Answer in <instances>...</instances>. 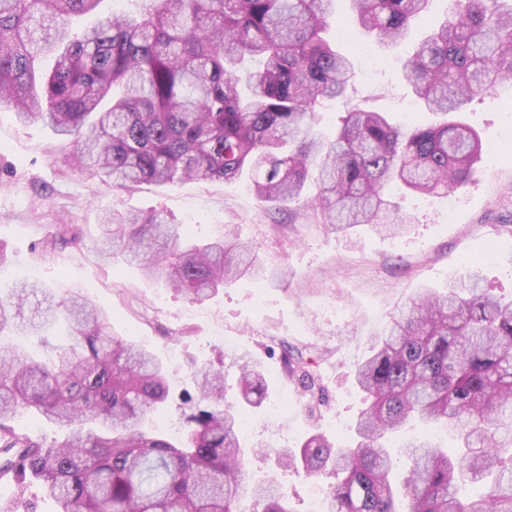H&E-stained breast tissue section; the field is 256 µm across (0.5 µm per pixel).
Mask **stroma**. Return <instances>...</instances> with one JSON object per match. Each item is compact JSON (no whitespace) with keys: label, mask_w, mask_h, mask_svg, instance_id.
Masks as SVG:
<instances>
[{"label":"stroma","mask_w":512,"mask_h":512,"mask_svg":"<svg viewBox=\"0 0 512 512\" xmlns=\"http://www.w3.org/2000/svg\"><path fill=\"white\" fill-rule=\"evenodd\" d=\"M344 37L338 49L355 76L344 97L324 102L316 128L334 135L345 112L361 108L387 113L396 123L430 124L401 74L428 26L414 25L397 45L386 47L358 23L349 0H339ZM460 120L474 128L484 153L473 177L453 196L418 195L397 185L385 198L412 219L411 231L391 237L369 225L345 234L330 231L320 213L278 212L258 202L248 179L178 181L118 189L71 159L66 139L39 122L21 123L0 107V253L17 279L62 286L61 273L77 269L75 284L86 299L110 311L113 332L146 346L165 365L170 392L152 423L181 437L192 411L184 395L193 391L191 372L204 365L223 372L227 401L239 398L238 358L266 371L268 402L288 399L281 420L266 405L251 409L240 441L250 453L256 479H271L288 492L291 512H308L312 495L334 484L284 469L263 454L266 444L292 447L319 431L334 442L351 439L367 403L352 370L391 314L417 289L445 290L465 271L464 261L481 256L483 285L512 298V83L475 96ZM112 210L163 212L191 227L203 241L231 230L256 243L275 280L265 285L242 279L211 300L193 305L163 282L146 277L122 256L97 251L100 218ZM336 298L343 316L322 308ZM307 351L322 387L309 401L279 367L282 344Z\"/></svg>","instance_id":"1"}]
</instances>
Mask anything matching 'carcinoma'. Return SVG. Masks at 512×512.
I'll list each match as a JSON object with an SVG mask.
<instances>
[{
    "mask_svg": "<svg viewBox=\"0 0 512 512\" xmlns=\"http://www.w3.org/2000/svg\"><path fill=\"white\" fill-rule=\"evenodd\" d=\"M103 0H0V105L71 139V157L120 187L177 180L231 181L250 174L256 197L306 204L336 232L380 223L386 188L423 195L470 180L483 153L478 133L448 122L402 129L382 112L353 110L334 136L314 126L318 107L353 78L333 47L335 0H148L77 31ZM363 28L390 47L432 0H351ZM442 22L403 61L421 106L460 112L474 96L512 81V5L451 0ZM100 252L127 262L202 304L242 278L268 271L249 242L194 243L159 214L103 219ZM67 325L66 347L42 362L10 336ZM240 394L224 403V375L193 373L199 402L184 437L142 431L168 394L157 358L112 335L109 314L71 290L19 281L0 295V470L40 482L57 512H289L288 496L253 482L239 422L261 405V367L240 366ZM284 377L319 391L302 353L287 351ZM368 407L355 442L324 434L272 448L286 467L337 482L327 512H512V300L480 286L474 265L445 293L410 297L355 365ZM68 430L45 446L11 425L20 411ZM410 421L441 422L453 448L415 437L392 449ZM410 462L399 510L394 456Z\"/></svg>",
    "mask_w": 512,
    "mask_h": 512,
    "instance_id": "obj_1",
    "label": "carcinoma"
}]
</instances>
